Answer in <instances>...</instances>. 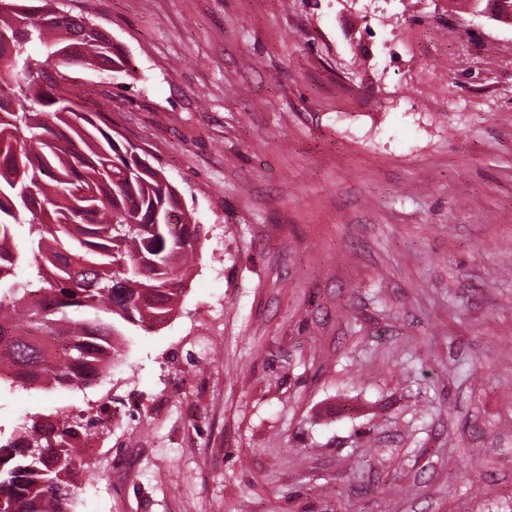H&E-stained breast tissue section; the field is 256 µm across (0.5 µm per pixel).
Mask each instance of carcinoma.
Wrapping results in <instances>:
<instances>
[{
    "mask_svg": "<svg viewBox=\"0 0 512 512\" xmlns=\"http://www.w3.org/2000/svg\"><path fill=\"white\" fill-rule=\"evenodd\" d=\"M53 2L12 0L0 11V384L18 389L72 387L78 367L103 375L122 356L121 325L175 312L200 238L186 213L168 222L180 193L149 155L103 129V112L71 109L91 93L69 68L117 77L127 59ZM456 7L512 26V0ZM24 257L37 270L35 290L7 284ZM99 423L81 410L0 430V512H73L83 446Z\"/></svg>",
    "mask_w": 512,
    "mask_h": 512,
    "instance_id": "1",
    "label": "carcinoma"
}]
</instances>
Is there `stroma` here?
Instances as JSON below:
<instances>
[{
    "label": "stroma",
    "instance_id": "obj_1",
    "mask_svg": "<svg viewBox=\"0 0 512 512\" xmlns=\"http://www.w3.org/2000/svg\"><path fill=\"white\" fill-rule=\"evenodd\" d=\"M126 75L106 126L199 224L178 314L97 385L0 390V428L118 399L76 512H512V27L448 0H58Z\"/></svg>",
    "mask_w": 512,
    "mask_h": 512
}]
</instances>
